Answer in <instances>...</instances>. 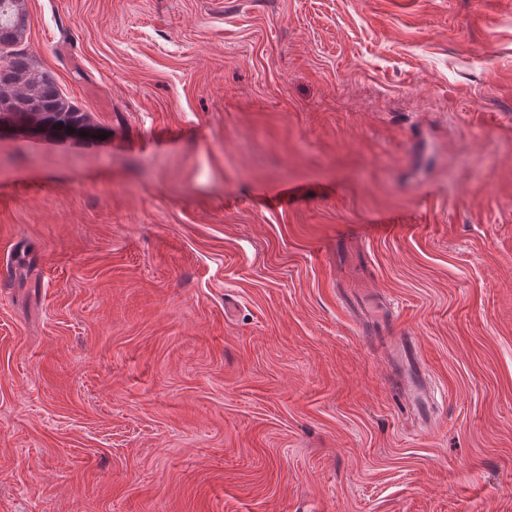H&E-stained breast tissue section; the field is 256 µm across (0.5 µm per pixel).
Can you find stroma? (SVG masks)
Segmentation results:
<instances>
[{"label":"stroma","mask_w":512,"mask_h":512,"mask_svg":"<svg viewBox=\"0 0 512 512\" xmlns=\"http://www.w3.org/2000/svg\"><path fill=\"white\" fill-rule=\"evenodd\" d=\"M23 10L0 512H512V0ZM4 70L0 69V106L12 109L19 118H27L48 127L53 135L75 128L93 127L86 114L67 106L54 80L30 66L21 53H11ZM19 84V85H18ZM16 93L17 96H13ZM1 113L0 135L38 138L42 133ZM62 123V126H58ZM390 351L400 372L405 393L420 414L426 413L432 403L423 380L418 347L410 337L403 339L398 336L392 342Z\"/></svg>","instance_id":"stroma-1"}]
</instances>
